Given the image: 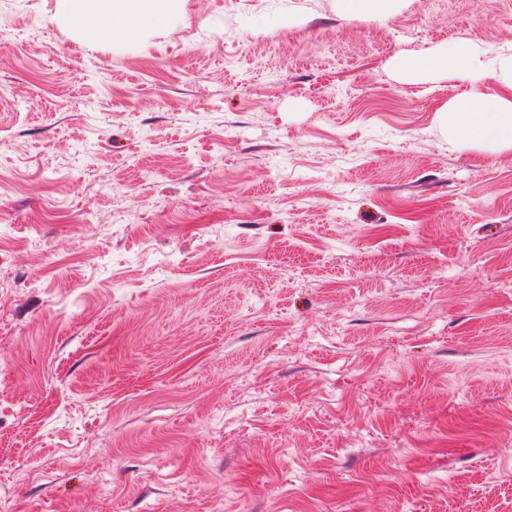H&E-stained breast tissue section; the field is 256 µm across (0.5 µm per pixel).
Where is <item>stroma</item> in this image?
<instances>
[{
  "label": "stroma",
  "mask_w": 512,
  "mask_h": 512,
  "mask_svg": "<svg viewBox=\"0 0 512 512\" xmlns=\"http://www.w3.org/2000/svg\"><path fill=\"white\" fill-rule=\"evenodd\" d=\"M469 41L512 0H0L5 512H512V150L391 67ZM184 0H56V12L68 25L93 29L102 38L131 37L143 27L166 25ZM395 0H336L337 9L346 15L375 14L383 16L387 14L392 2Z\"/></svg>",
  "instance_id": "stroma-1"
}]
</instances>
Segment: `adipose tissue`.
Returning a JSON list of instances; mask_svg holds the SVG:
<instances>
[{
  "label": "adipose tissue",
  "mask_w": 512,
  "mask_h": 512,
  "mask_svg": "<svg viewBox=\"0 0 512 512\" xmlns=\"http://www.w3.org/2000/svg\"><path fill=\"white\" fill-rule=\"evenodd\" d=\"M184 0H56V12L68 25L92 29L102 38L130 37L144 27L166 25ZM407 79L436 75L469 79L473 92L456 95L441 110L442 130L450 141L479 150L512 149V52L482 60L476 45L448 43L393 61Z\"/></svg>",
  "instance_id": "ef3b65f1"
}]
</instances>
